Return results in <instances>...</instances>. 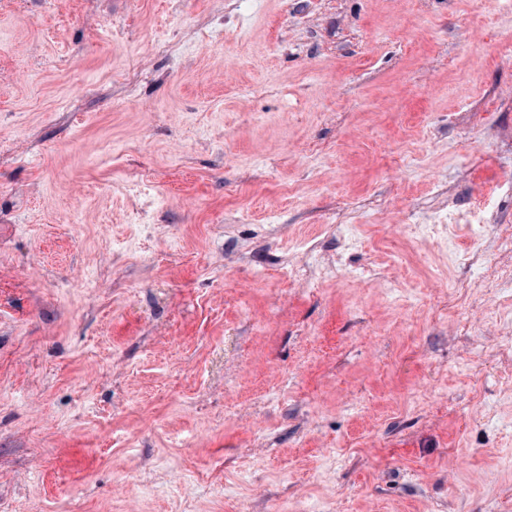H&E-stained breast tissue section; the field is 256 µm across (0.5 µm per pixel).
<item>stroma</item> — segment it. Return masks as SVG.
I'll return each instance as SVG.
<instances>
[{"label": "stroma", "instance_id": "obj_1", "mask_svg": "<svg viewBox=\"0 0 512 512\" xmlns=\"http://www.w3.org/2000/svg\"><path fill=\"white\" fill-rule=\"evenodd\" d=\"M509 233L512 0H0V512H512Z\"/></svg>", "mask_w": 512, "mask_h": 512}]
</instances>
